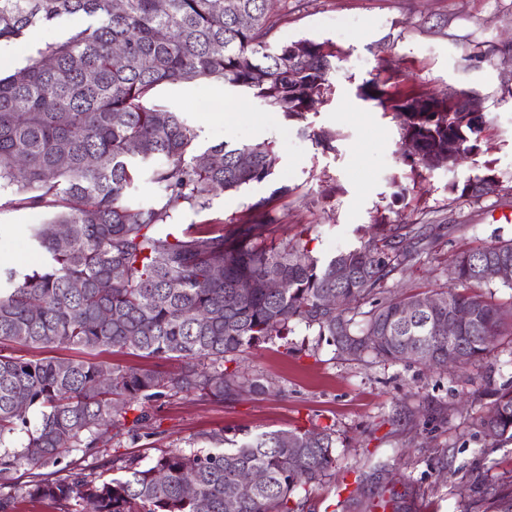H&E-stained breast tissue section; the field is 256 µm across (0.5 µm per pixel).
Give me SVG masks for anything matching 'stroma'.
<instances>
[{
	"instance_id": "1",
	"label": "stroma",
	"mask_w": 512,
	"mask_h": 512,
	"mask_svg": "<svg viewBox=\"0 0 512 512\" xmlns=\"http://www.w3.org/2000/svg\"><path fill=\"white\" fill-rule=\"evenodd\" d=\"M277 43L328 41L340 53L331 75L334 95L307 122L285 119L248 93L217 79L158 87L157 101L182 113L200 147L271 142L276 172L234 193L214 197L208 209L178 217L204 231H232L249 206L269 199L274 241L307 230L319 258L359 245L377 213L399 224H423L413 240L415 265L394 275L396 292L454 288L455 254L467 247L512 239V0H268ZM80 19L40 23L27 37L0 44L15 56L10 75L44 42L70 35ZM381 77L389 86L422 94L466 93L478 98L486 121L479 155L412 175L403 158L400 118L362 99L358 88ZM225 102L222 112L210 110ZM331 135L332 151L314 136ZM492 166L504 191L481 199H451L448 186ZM288 185L291 193L272 192ZM43 208L19 209L0 191V266L40 268L44 255L30 230L49 223ZM239 367L266 393L216 402L180 393L147 404L154 433L123 438L105 448L150 465L160 450L187 448L198 434L223 432L241 440L301 427H332L336 467L298 493L297 512H468L475 485L512 481V444L496 443L478 425L482 413L470 395L488 385H512V337H498L482 359L431 370L414 361L383 365L339 354L335 346L296 327L287 340L241 355Z\"/></svg>"
}]
</instances>
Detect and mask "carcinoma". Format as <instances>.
Here are the masks:
<instances>
[{
  "label": "carcinoma",
  "instance_id": "1",
  "mask_svg": "<svg viewBox=\"0 0 512 512\" xmlns=\"http://www.w3.org/2000/svg\"><path fill=\"white\" fill-rule=\"evenodd\" d=\"M65 16L89 23L0 77V188L12 190L17 207L52 210L51 226L32 233L46 255L43 268L21 277L0 269V512L15 508V496L2 489L21 468L25 496L53 501L60 512H294L295 494L321 484L336 465L327 427L262 432L232 448L222 434H203L207 446L165 450L146 467L117 456L112 465L124 475L109 480L88 460L118 436H150L147 402L181 392L224 402L260 389L228 364L297 325L356 359L396 363L412 350L413 361L436 369L448 367L450 351L468 365L486 355L487 337L512 334V302L483 292L496 282L512 288L490 272L495 263L512 264V240L461 252L453 266L458 290L436 294L438 306L413 321L408 310L419 295L392 297L388 286L414 260L404 246L420 232L413 224L377 215L367 241L326 260L312 254L305 229L281 246L265 243L267 199L227 235L176 229L178 215L209 208L217 193L271 177L279 156L265 141L198 149L194 128L151 102L152 91L221 79L302 121L330 92L333 44L271 45L267 0H165L162 8L159 0H0V42ZM359 96L385 111L420 106L401 126V138L414 145L405 156L413 169L446 167L480 151L486 124L453 111L446 97L422 100L376 79ZM450 143L458 154L448 152ZM143 178L158 190L149 204L132 199ZM501 186L477 175L450 192L478 200ZM59 225L68 229L64 238ZM218 264L221 278L213 275ZM255 277L282 288L241 294L240 281ZM330 293L346 295L347 306L329 307ZM450 307L469 318L449 338L433 323ZM69 346L181 358L189 367L169 375L14 355L18 347ZM478 422L487 437L512 442L511 385L491 393ZM247 469L265 481L230 511L226 495ZM188 480L193 496L184 490ZM476 494L483 512H512L511 487L483 484Z\"/></svg>",
  "mask_w": 512,
  "mask_h": 512
}]
</instances>
